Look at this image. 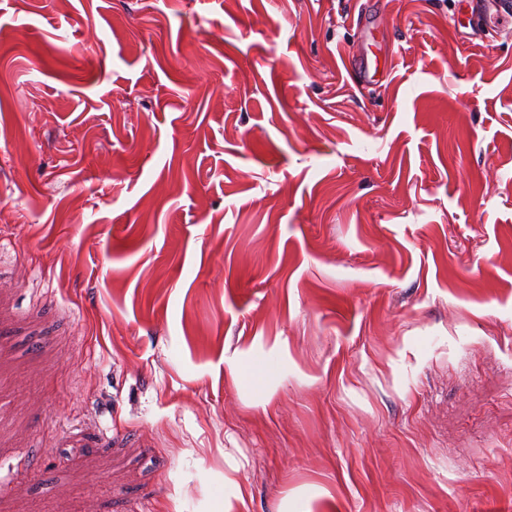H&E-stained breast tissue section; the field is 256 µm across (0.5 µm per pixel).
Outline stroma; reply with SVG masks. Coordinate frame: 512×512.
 <instances>
[{"label": "stroma", "mask_w": 512, "mask_h": 512, "mask_svg": "<svg viewBox=\"0 0 512 512\" xmlns=\"http://www.w3.org/2000/svg\"><path fill=\"white\" fill-rule=\"evenodd\" d=\"M472 8L0 0V512H512ZM372 58L368 57V52L365 48L358 49L356 51V55H353V59L356 58L357 66L360 75L363 77V81L365 84H373L378 81L377 77L379 75V59L378 56L374 53Z\"/></svg>", "instance_id": "1"}]
</instances>
